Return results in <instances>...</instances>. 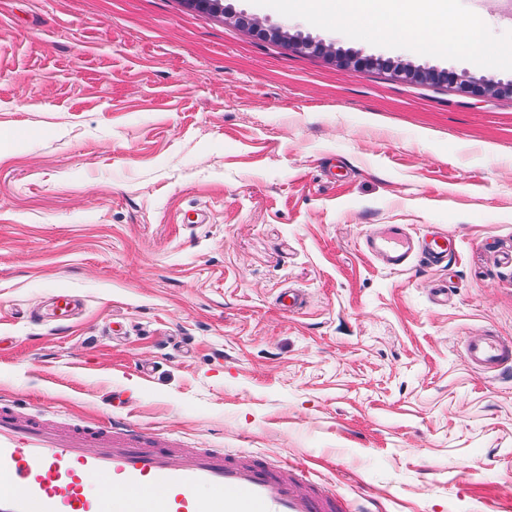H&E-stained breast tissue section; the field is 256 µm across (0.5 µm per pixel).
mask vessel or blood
<instances>
[{"mask_svg":"<svg viewBox=\"0 0 512 512\" xmlns=\"http://www.w3.org/2000/svg\"><path fill=\"white\" fill-rule=\"evenodd\" d=\"M456 241L414 242L401 226L374 235L370 251L400 271L414 259L438 266ZM468 364L483 375L512 369V340L466 337ZM112 488L88 491L92 481ZM335 500L290 470L220 448H180L126 422L58 425L0 401V512H335Z\"/></svg>","mask_w":512,"mask_h":512,"instance_id":"vessel-or-blood-1","label":"vessel or blood"}]
</instances>
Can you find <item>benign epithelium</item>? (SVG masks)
Returning <instances> with one entry per match:
<instances>
[{
	"mask_svg": "<svg viewBox=\"0 0 512 512\" xmlns=\"http://www.w3.org/2000/svg\"><path fill=\"white\" fill-rule=\"evenodd\" d=\"M238 25L250 29L263 39H274L299 53H316L335 60L340 66L353 71L386 70L410 82H424L433 85L457 86L468 95L510 96L512 97V80L494 81L484 77L459 75L447 69L421 67L412 63L384 60L372 56H363L354 52H341L321 41H315L300 35H289L276 29H262L254 19L246 16L237 17Z\"/></svg>",
	"mask_w": 512,
	"mask_h": 512,
	"instance_id": "obj_1",
	"label": "benign epithelium"
}]
</instances>
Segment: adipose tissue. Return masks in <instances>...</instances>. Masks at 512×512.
I'll return each instance as SVG.
<instances>
[{"mask_svg": "<svg viewBox=\"0 0 512 512\" xmlns=\"http://www.w3.org/2000/svg\"><path fill=\"white\" fill-rule=\"evenodd\" d=\"M315 15L333 14L345 25L371 22L387 36H412L427 53L448 50L452 0H289Z\"/></svg>", "mask_w": 512, "mask_h": 512, "instance_id": "ef3b65f1", "label": "adipose tissue"}]
</instances>
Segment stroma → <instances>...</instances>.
Returning <instances> with one entry per match:
<instances>
[{"label": "stroma", "mask_w": 512, "mask_h": 512, "mask_svg": "<svg viewBox=\"0 0 512 512\" xmlns=\"http://www.w3.org/2000/svg\"><path fill=\"white\" fill-rule=\"evenodd\" d=\"M223 3L0 0V398L291 463L348 505L503 512L512 375L462 342L512 339V98L351 71L236 18L507 81L512 0L455 2L494 67ZM388 224L457 250L389 270L363 251ZM62 292L82 313L35 321ZM462 28L470 58L477 64H494L499 60L496 47L489 43L484 35V20L479 16L467 17ZM468 364L482 375L499 376L512 369V341L492 333L468 336L464 344Z\"/></svg>", "instance_id": "stroma-1"}]
</instances>
